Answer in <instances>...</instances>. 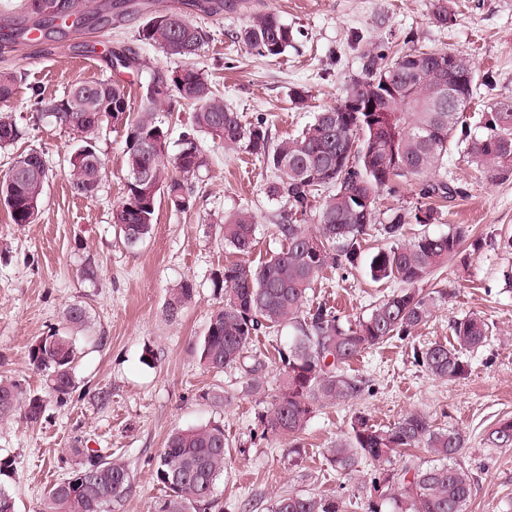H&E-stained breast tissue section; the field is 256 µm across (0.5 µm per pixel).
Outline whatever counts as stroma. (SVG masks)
I'll return each instance as SVG.
<instances>
[{"label": "stroma", "mask_w": 512, "mask_h": 512, "mask_svg": "<svg viewBox=\"0 0 512 512\" xmlns=\"http://www.w3.org/2000/svg\"><path fill=\"white\" fill-rule=\"evenodd\" d=\"M251 2L254 10L275 12L296 30L281 56L266 58L238 42L250 11L212 15L187 0H147L146 6L129 7L118 27L70 30L0 53V71L18 75L7 109L27 130L0 150V175L17 155L33 149L44 153L55 173L34 223H10L0 207V377L20 380L30 392L41 390L42 377L29 362L31 345L62 326L68 306L82 305L88 313L86 323L72 332L79 358L67 403L50 405L34 426L20 419L0 424V455L14 461L0 484L14 496L18 512H39L48 487L71 470L61 459L63 448L79 440L128 466L133 490L116 512H153L163 496L154 463L168 435L217 421L224 426L229 454L213 512H268L275 497L288 493L339 496L347 512H369L376 492L332 469L331 446L354 415L382 427L422 412L437 427L465 438L461 461L475 478L466 512H512V448L487 442L499 420L512 418V289L502 277L512 265V251L499 245L501 235L512 233V180H492L469 165L460 150L450 152L447 177L462 196L436 223L404 231L410 239L423 231L446 232L452 224L468 226L469 243L423 283L427 290H444V297L408 339L368 349L351 362L349 373L365 379L368 390L359 399L318 407L296 448L264 433L260 422L279 394L278 351L287 346L292 329L254 338L249 353L261 366L256 380L239 366L206 369L197 348L220 302L211 278L231 257L218 228L221 217L240 208L254 215L253 264L281 246L277 226L287 204L265 194L272 172L251 155L203 139L207 166L189 185L191 210L177 213L159 201L150 237L128 248L112 220L124 196L127 128L108 123L98 141L107 170L97 194L72 193L65 172L78 136L42 116L33 95L59 97L74 82L112 77L108 58L115 50L135 52L151 66L180 68V60L138 39L152 9L180 12L203 28L207 39L195 66L206 71L213 90L243 121L266 117L275 144L335 104L346 86L363 76L369 52L461 53L477 73L493 76L492 85L478 86L470 111L512 98V0H455L457 20L448 28L433 19L435 0ZM297 89L308 93L300 106L291 102ZM88 262L98 270L96 281L79 274ZM187 278L195 282L196 296L178 320H169V290ZM390 288L372 282L365 270L349 273L331 266L320 274L308 304L326 305L352 319L367 313ZM472 312L493 332L469 353L467 376L448 381L415 365L413 347L453 343L454 321ZM104 390L110 399L103 404L98 394ZM206 391L223 394V403L202 400Z\"/></svg>", "instance_id": "1"}]
</instances>
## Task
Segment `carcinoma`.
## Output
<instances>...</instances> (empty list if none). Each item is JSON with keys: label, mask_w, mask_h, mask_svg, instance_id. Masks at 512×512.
I'll use <instances>...</instances> for the list:
<instances>
[{"label": "carcinoma", "mask_w": 512, "mask_h": 512, "mask_svg": "<svg viewBox=\"0 0 512 512\" xmlns=\"http://www.w3.org/2000/svg\"><path fill=\"white\" fill-rule=\"evenodd\" d=\"M450 0H437L434 20L442 27L456 21ZM24 19L0 31V49H12L34 30L43 35L63 34L67 20L110 26L122 15L124 4L98 0H20ZM296 33L274 12L250 14L241 33L257 54L275 58L295 41ZM141 41L165 55L194 59L205 40L202 29L177 12L155 11L139 30ZM448 61V74L464 78L458 93L472 101L478 74L469 60L442 51H400L393 56L367 55L364 76L345 89L336 104L317 112L314 122L298 136L273 145L266 122L244 124L238 113L213 92L204 71L189 64L172 73L153 69L138 56L117 53L112 66L140 76V106L129 119L126 86L119 81H78L58 99L61 111L52 119L80 134L76 152L93 154L68 167L73 193L91 197L106 169L97 143L104 117L128 126L124 150L127 178L125 195L114 213V224L124 244L143 243L155 224L158 198L165 195L175 211L191 209L187 180L205 166L200 138L209 136L224 148L257 157L273 171L267 197L286 200L288 210L277 225L286 246L253 265L244 260L256 244L257 225L247 209L224 216L220 231L224 246L243 259L227 261L214 273L215 290L223 303L211 315L198 345L201 362L220 371L246 359L253 338L267 330L291 326L295 336L279 350L282 365L281 394L261 415L263 431L286 437L298 447L301 435L317 407L362 396L365 382L347 374L343 366L364 350L390 340H406L426 323L437 298L419 288L431 272L454 257L467 239L468 228L450 225L440 234L422 233L403 243L407 224L437 221L442 202L461 194L459 188L431 175L446 167L448 152L457 148L490 177H512V101L493 102L482 113L474 133L442 87L434 67L438 58ZM17 76L0 71V103L15 94ZM194 104L191 122L181 135L173 159L159 148L167 143V115L176 96ZM372 96L378 111L349 112L348 104ZM23 136L12 115L0 111V148ZM16 156L3 179L0 194L11 223L36 221L50 176L47 164ZM150 169L155 195L149 197L136 173ZM401 182L418 186L417 201L376 222L377 196ZM327 190L318 203L312 193ZM314 227H309L307 222ZM385 243L366 253L363 242L374 224ZM353 270L363 265L375 281H390L397 288L383 295L371 310L353 320L343 319L319 305L305 309L309 292L328 265ZM196 294L187 278L172 289L167 312L177 318ZM86 308L73 304L64 313V326L31 345L29 360L44 376L40 393L26 394L16 380H0V421L20 417L38 422L48 404L62 403L75 387L77 350L70 329L86 323ZM455 345L433 343L414 349L416 365L448 380L465 376V355L481 347L492 329L480 315L471 313L454 321ZM495 448L512 447V420L497 423L488 434ZM224 427L209 423L172 432L156 461L155 479L165 495L154 512H207L213 492L224 476ZM465 447L461 433L435 427L429 416L409 413L394 424L377 427L358 414L348 433L336 441L331 462L336 471L356 477L366 462L401 466L380 480H372L379 503L370 512H466L473 496L474 479L459 457ZM429 459L417 461L413 449ZM72 471L47 490L40 512H114L132 491L127 466L100 456L76 443L70 448ZM346 503L315 494L289 493L276 497L270 512H345Z\"/></svg>", "instance_id": "carcinoma-1"}]
</instances>
